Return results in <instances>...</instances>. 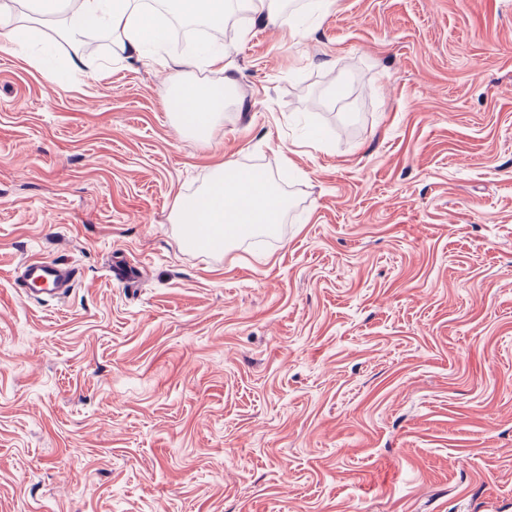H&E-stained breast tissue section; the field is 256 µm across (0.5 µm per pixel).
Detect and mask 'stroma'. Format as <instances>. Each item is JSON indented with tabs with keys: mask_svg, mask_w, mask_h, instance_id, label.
<instances>
[{
	"mask_svg": "<svg viewBox=\"0 0 512 512\" xmlns=\"http://www.w3.org/2000/svg\"><path fill=\"white\" fill-rule=\"evenodd\" d=\"M282 8L233 15L205 140L156 52L0 49V512H512V0ZM229 158L282 223L183 249ZM224 70V79L220 83L202 85L193 81L180 82L174 98L176 112L174 118L177 128L184 134L196 138L208 137L224 115L226 92L237 86V78ZM79 269L57 260H25L22 267L20 287L25 292L44 294L54 298H64L79 279Z\"/></svg>",
	"mask_w": 512,
	"mask_h": 512,
	"instance_id": "stroma-1",
	"label": "stroma"
}]
</instances>
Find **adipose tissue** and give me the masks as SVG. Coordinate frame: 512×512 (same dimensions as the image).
I'll return each instance as SVG.
<instances>
[{
  "label": "adipose tissue",
  "instance_id": "1",
  "mask_svg": "<svg viewBox=\"0 0 512 512\" xmlns=\"http://www.w3.org/2000/svg\"><path fill=\"white\" fill-rule=\"evenodd\" d=\"M27 16H16L7 0H0V44L9 46L40 39L45 21H55L60 35L72 44L95 33L105 34L117 60L143 59L147 48L162 45L168 37L170 15L206 25L210 31L205 58L224 60V24L238 11L253 14L262 23H278L281 0H27ZM237 79L225 73L221 82L202 85L179 83L174 98L178 129L196 138H206L221 119L228 91ZM288 199L265 173L226 160L218 165L207 185L198 193L177 196L173 221L181 232L206 226L207 248L226 251L239 238L238 225L268 230L281 223Z\"/></svg>",
  "mask_w": 512,
  "mask_h": 512
}]
</instances>
